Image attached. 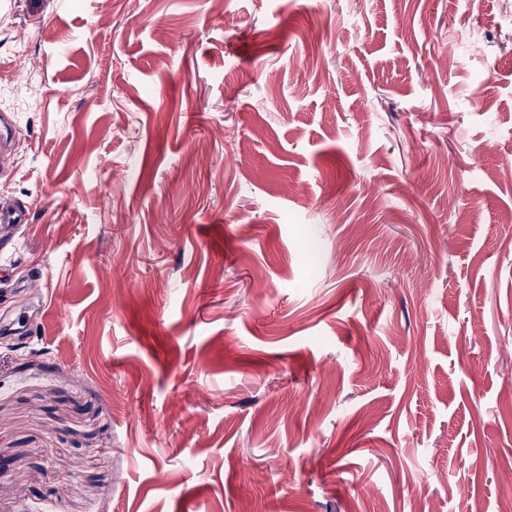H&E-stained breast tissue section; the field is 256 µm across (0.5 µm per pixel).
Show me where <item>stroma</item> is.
Returning <instances> with one entry per match:
<instances>
[{"instance_id":"stroma-1","label":"stroma","mask_w":512,"mask_h":512,"mask_svg":"<svg viewBox=\"0 0 512 512\" xmlns=\"http://www.w3.org/2000/svg\"><path fill=\"white\" fill-rule=\"evenodd\" d=\"M223 2L0 0V512H499L512 0Z\"/></svg>"}]
</instances>
